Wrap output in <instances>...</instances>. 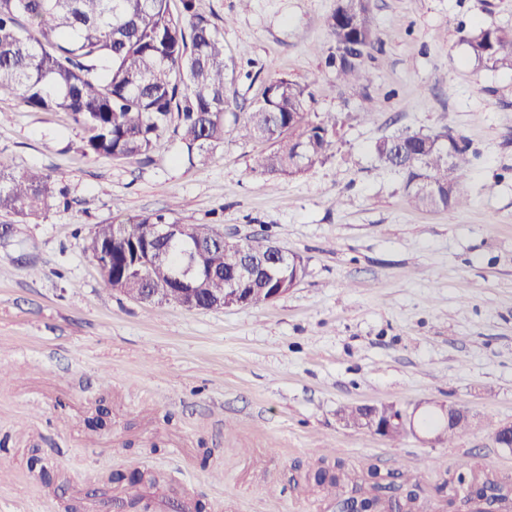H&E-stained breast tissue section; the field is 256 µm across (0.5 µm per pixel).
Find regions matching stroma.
Masks as SVG:
<instances>
[{
	"instance_id": "1",
	"label": "stroma",
	"mask_w": 512,
	"mask_h": 512,
	"mask_svg": "<svg viewBox=\"0 0 512 512\" xmlns=\"http://www.w3.org/2000/svg\"><path fill=\"white\" fill-rule=\"evenodd\" d=\"M234 60L229 95L309 84L339 119L327 158L288 179L251 169L260 142L227 124L191 164L172 131L149 157L83 156L63 112L0 98V162L67 187L69 206L0 212V512H106L138 477L183 512H330L319 467L420 482L448 512L450 464L512 475V71L478 64L473 29L512 28V0H371L365 60L375 112L326 64L335 0H195ZM450 41H442L444 31ZM449 127L470 146L468 204L412 206L374 143ZM180 203L179 220L238 239L268 232L304 258L273 303L188 311L107 288L88 250L99 224ZM442 402L476 414L454 442L393 443L344 427L364 403Z\"/></svg>"
}]
</instances>
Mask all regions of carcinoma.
Masks as SVG:
<instances>
[{
  "instance_id": "carcinoma-1",
  "label": "carcinoma",
  "mask_w": 512,
  "mask_h": 512,
  "mask_svg": "<svg viewBox=\"0 0 512 512\" xmlns=\"http://www.w3.org/2000/svg\"><path fill=\"white\" fill-rule=\"evenodd\" d=\"M173 14L169 0H0V97L13 96L34 110L67 112L85 136L84 154L135 159L148 154L162 133H173L192 162L224 143L228 117L241 136L271 143L257 155L252 171L269 178L297 175L327 156L334 145L336 116L306 119L313 93L309 85L289 79L268 84L263 99L243 122L229 114L224 60V36L207 16L196 11L195 0H181ZM370 0H336L329 22L335 52L329 64L344 83L360 90L367 80L364 57L378 45L369 20ZM471 56L494 70H512V29L478 28L468 37ZM375 161L401 174L411 204L419 208L455 211L467 204L462 176L468 168V145L452 131L401 132L378 140ZM426 178L432 190L416 189ZM52 201L68 204L67 191L36 170L16 174L0 162V211L36 216ZM164 213L99 224L90 242H103L99 258L102 281L136 297L144 288H179L171 276L187 261L188 242L199 250L195 261L208 267L207 287L224 292V275L239 263L238 249L212 224L183 223V231L168 246L151 240L154 224H177ZM144 261L145 272L127 273ZM306 274L295 253L272 268L256 284L253 305L265 303L263 289L288 280V269ZM469 461L448 468L449 485L465 472ZM322 489L334 492L336 512H356L361 501L348 495L346 481L317 478Z\"/></svg>"
}]
</instances>
